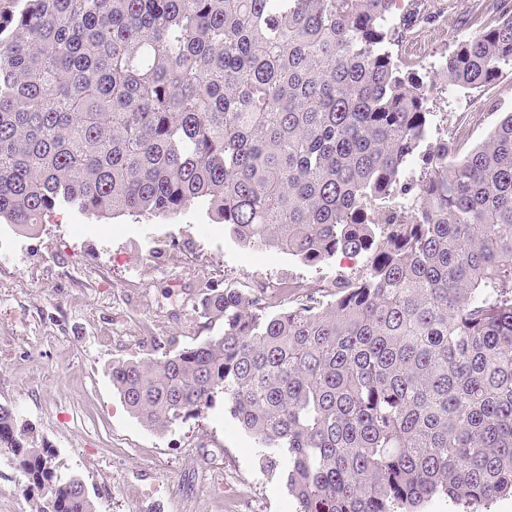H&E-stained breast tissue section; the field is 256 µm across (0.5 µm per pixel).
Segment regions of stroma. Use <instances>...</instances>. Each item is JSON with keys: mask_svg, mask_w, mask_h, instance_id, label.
Instances as JSON below:
<instances>
[{"mask_svg": "<svg viewBox=\"0 0 512 512\" xmlns=\"http://www.w3.org/2000/svg\"><path fill=\"white\" fill-rule=\"evenodd\" d=\"M365 265L339 253L314 269L243 246L202 204L172 221L59 212L33 234L0 223V404L61 472L83 478L96 512H296L223 401L159 434L127 410L111 367L222 333L192 311L206 286L255 292ZM159 485L161 501L151 494ZM32 496L20 471L0 466V512H32Z\"/></svg>", "mask_w": 512, "mask_h": 512, "instance_id": "stroma-1", "label": "stroma"}]
</instances>
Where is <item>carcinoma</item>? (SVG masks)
<instances>
[{"label": "carcinoma", "instance_id": "1", "mask_svg": "<svg viewBox=\"0 0 512 512\" xmlns=\"http://www.w3.org/2000/svg\"><path fill=\"white\" fill-rule=\"evenodd\" d=\"M394 0H0V222L56 211L172 218L208 202L237 241L366 270L281 311L210 289L222 334L112 364L148 429L217 397L297 512H479L512 495V112L472 147L424 148L435 81L391 47ZM438 79L512 70V6L483 0ZM421 161L420 177L403 175ZM412 193V208L386 214ZM34 512H96L0 404V458Z\"/></svg>", "mask_w": 512, "mask_h": 512}]
</instances>
